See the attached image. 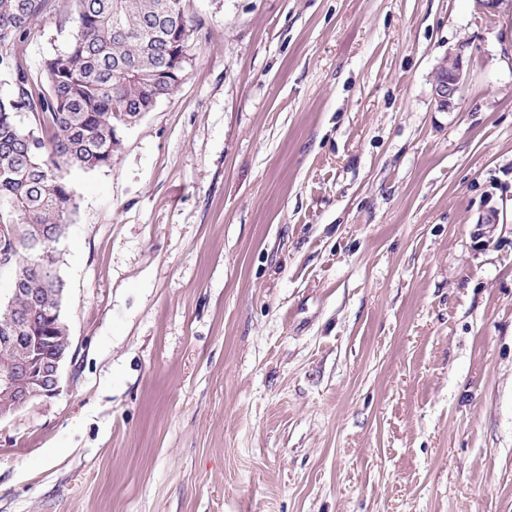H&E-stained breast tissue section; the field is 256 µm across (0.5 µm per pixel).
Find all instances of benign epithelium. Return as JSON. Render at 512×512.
Here are the masks:
<instances>
[{
    "label": "benign epithelium",
    "instance_id": "obj_1",
    "mask_svg": "<svg viewBox=\"0 0 512 512\" xmlns=\"http://www.w3.org/2000/svg\"><path fill=\"white\" fill-rule=\"evenodd\" d=\"M464 80L462 54L448 55L440 60L435 68L433 83L434 100L441 108H447L458 96ZM10 326L4 328L0 343L23 345L33 357L10 371L0 373V389L17 395V400L9 409L0 410V420L9 417L26 405L31 399L52 397L60 389L62 368L70 356L72 343L63 339L58 345L54 336H16L14 328L27 323L20 314L6 315ZM53 347V355L45 358L40 347Z\"/></svg>",
    "mask_w": 512,
    "mask_h": 512
}]
</instances>
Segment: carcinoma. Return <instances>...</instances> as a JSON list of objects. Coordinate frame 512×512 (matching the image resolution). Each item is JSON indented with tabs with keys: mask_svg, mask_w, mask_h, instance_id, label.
Instances as JSON below:
<instances>
[{
	"mask_svg": "<svg viewBox=\"0 0 512 512\" xmlns=\"http://www.w3.org/2000/svg\"><path fill=\"white\" fill-rule=\"evenodd\" d=\"M52 0H0V71L15 72L17 93L0 97V235L10 238L9 293L36 331L60 304L65 283L47 284L38 260L55 249L77 204L66 179L72 169L112 165L122 130L179 86L193 35L185 0H74L76 27L68 48L45 60L44 91L27 88L11 53ZM21 109L43 114L51 137L30 138L15 121ZM40 289L39 303L16 295L17 281ZM23 346H0V371L27 359Z\"/></svg>",
	"mask_w": 512,
	"mask_h": 512,
	"instance_id": "cac0c4a2",
	"label": "carcinoma"
}]
</instances>
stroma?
<instances>
[{
    "mask_svg": "<svg viewBox=\"0 0 512 512\" xmlns=\"http://www.w3.org/2000/svg\"><path fill=\"white\" fill-rule=\"evenodd\" d=\"M186 6L178 89L67 175L72 352L0 512H512V0ZM464 80L461 53L448 55L435 68L433 83L434 100L440 108H448L458 96Z\"/></svg>",
    "mask_w": 512,
    "mask_h": 512,
    "instance_id": "obj_1",
    "label": "stroma"
}]
</instances>
